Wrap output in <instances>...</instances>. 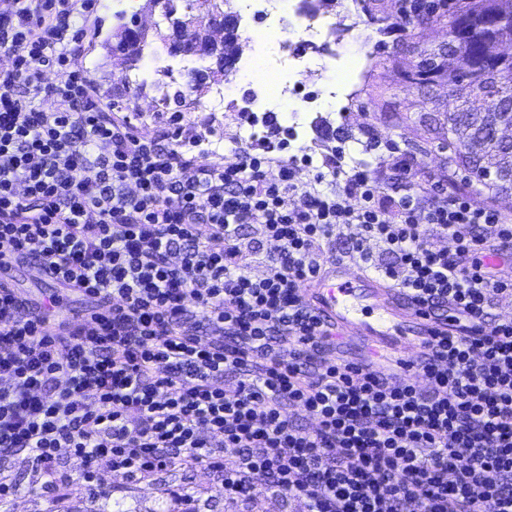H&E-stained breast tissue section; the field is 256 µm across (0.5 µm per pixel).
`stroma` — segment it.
Wrapping results in <instances>:
<instances>
[{"label": "stroma", "instance_id": "stroma-1", "mask_svg": "<svg viewBox=\"0 0 512 512\" xmlns=\"http://www.w3.org/2000/svg\"><path fill=\"white\" fill-rule=\"evenodd\" d=\"M359 3V9L344 15L342 30L337 33L333 46L335 54L346 60L368 53L374 56V65L358 86L350 114L323 111L322 122L307 125L305 132L298 135L289 133L287 122H279L277 137L284 145L282 154L309 155L311 162L302 181L312 185L323 172L325 160L337 152L342 153L349 165L370 172L386 169L390 159L384 144L393 141L435 179L447 180L448 166L441 151L425 143L420 125L399 122L397 115L456 111L459 102L449 96L444 84L419 89L405 80L406 74L415 71L419 62L414 44L437 51L447 40L448 19L432 17L400 30L394 26L391 0H359ZM145 5L146 0H112L111 5L101 6L90 20L95 35L86 40L75 58L76 64L92 75L102 103L135 114L137 131L156 133L166 125L171 113L178 112L183 116L185 134L202 135L208 125H215L223 136L219 150L227 152L241 121V110L247 98L253 96V89L233 90L229 106L213 113L209 106L215 79H196L186 71L168 87H159L145 71L162 70L173 58L162 40L168 23L158 12L152 17L154 25L149 29L141 62L122 64L110 52L107 41L121 17H132ZM126 73L143 75V83L124 82L122 76ZM14 276L16 287L29 298L45 302L64 296L67 315L82 317L93 308L82 296L64 292L59 284L40 276L29 263L16 267ZM14 474L19 489L7 503L0 505V512H94L99 506L96 494L102 485L110 488L113 498L121 500L130 512H166L173 507L175 497L187 491L192 494L189 506L193 512H246L243 503L225 499L223 490L216 486L214 473L203 466L175 465L148 479L132 480L105 463L98 469L96 483L74 482L64 499L57 502L49 495L31 490L22 469H15Z\"/></svg>", "mask_w": 512, "mask_h": 512}]
</instances>
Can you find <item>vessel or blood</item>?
<instances>
[{
  "label": "vessel or blood",
  "instance_id": "vessel-or-blood-1",
  "mask_svg": "<svg viewBox=\"0 0 512 512\" xmlns=\"http://www.w3.org/2000/svg\"><path fill=\"white\" fill-rule=\"evenodd\" d=\"M327 325L338 328L340 340L371 345L401 342L421 346L440 326L410 301L396 298L375 276L345 262H330L324 274L301 291Z\"/></svg>",
  "mask_w": 512,
  "mask_h": 512
}]
</instances>
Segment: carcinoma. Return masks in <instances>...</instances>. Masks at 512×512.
I'll return each instance as SVG.
<instances>
[{
	"label": "carcinoma",
	"mask_w": 512,
	"mask_h": 512,
	"mask_svg": "<svg viewBox=\"0 0 512 512\" xmlns=\"http://www.w3.org/2000/svg\"><path fill=\"white\" fill-rule=\"evenodd\" d=\"M512 41V0H455L448 23V54L456 67L428 57L405 76L412 85L441 81L461 107L443 117L406 114L402 122H417L429 134L448 130L440 150H449L448 166L475 180L487 194L512 197V146L495 136L512 126V55L490 57L486 47Z\"/></svg>",
	"instance_id": "cac0c4a2"
}]
</instances>
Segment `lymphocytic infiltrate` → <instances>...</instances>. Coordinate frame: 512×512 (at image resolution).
Listing matches in <instances>:
<instances>
[{"instance_id":"1","label":"lymphocytic infiltrate","mask_w":512,"mask_h":512,"mask_svg":"<svg viewBox=\"0 0 512 512\" xmlns=\"http://www.w3.org/2000/svg\"><path fill=\"white\" fill-rule=\"evenodd\" d=\"M98 2L0 13V261L98 307L63 318L0 279V502L17 463L58 490L66 454L87 482L104 460L139 479L206 466L225 499L304 512H512V320L492 313L512 295V218L392 143L390 179L336 160L312 187L269 137L216 164L203 136L135 132L73 63ZM345 258L456 324L420 379L347 359L303 301Z\"/></svg>"}]
</instances>
